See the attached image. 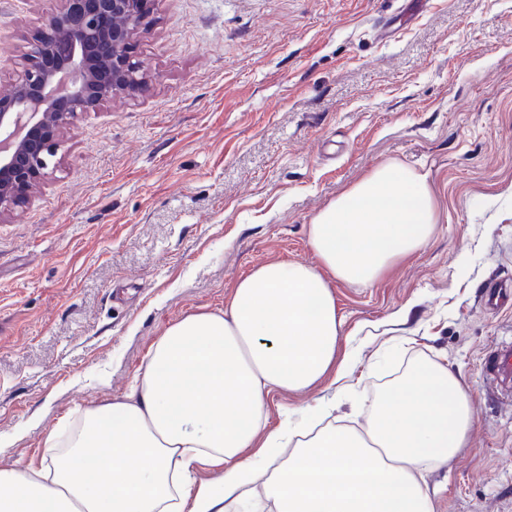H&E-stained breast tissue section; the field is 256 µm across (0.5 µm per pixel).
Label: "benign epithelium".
Listing matches in <instances>:
<instances>
[{
	"label": "benign epithelium",
	"instance_id": "1",
	"mask_svg": "<svg viewBox=\"0 0 512 512\" xmlns=\"http://www.w3.org/2000/svg\"><path fill=\"white\" fill-rule=\"evenodd\" d=\"M152 0H61L31 38L26 68L0 95V219L47 175L73 119L147 87L135 37Z\"/></svg>",
	"mask_w": 512,
	"mask_h": 512
}]
</instances>
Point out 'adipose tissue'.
Here are the masks:
<instances>
[{
    "mask_svg": "<svg viewBox=\"0 0 512 512\" xmlns=\"http://www.w3.org/2000/svg\"><path fill=\"white\" fill-rule=\"evenodd\" d=\"M427 174L385 163L311 221L318 263L270 261L219 311L171 324L124 397L84 410L51 473L0 470V512H436L422 474L465 447L467 387L418 363L375 403L363 431L326 428L322 402L269 428L267 398L336 367L342 320L333 282L368 287L431 240ZM310 437L288 458L296 432ZM271 463L257 472L246 451ZM223 469L195 485L197 464Z\"/></svg>",
    "mask_w": 512,
    "mask_h": 512,
    "instance_id": "adipose-tissue-1",
    "label": "adipose tissue"
}]
</instances>
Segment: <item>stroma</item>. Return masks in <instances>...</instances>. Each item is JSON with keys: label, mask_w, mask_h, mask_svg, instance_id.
Wrapping results in <instances>:
<instances>
[{"label": "stroma", "mask_w": 512, "mask_h": 512, "mask_svg": "<svg viewBox=\"0 0 512 512\" xmlns=\"http://www.w3.org/2000/svg\"><path fill=\"white\" fill-rule=\"evenodd\" d=\"M59 0H0V93ZM147 91L79 115L30 203L0 221V469L37 470L78 411L122 397L165 330L223 308L269 260L312 264V218L384 162L427 173L431 241L373 286L338 283L342 381L365 425L418 356L467 385L465 448L425 472L437 512H512V399L482 369L512 342V0H155Z\"/></svg>", "instance_id": "35a3bbf8"}]
</instances>
